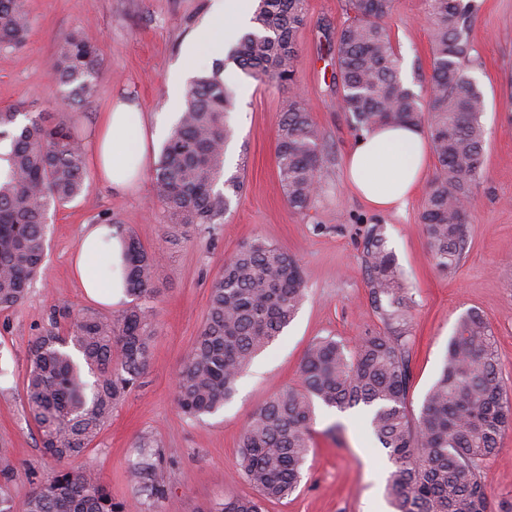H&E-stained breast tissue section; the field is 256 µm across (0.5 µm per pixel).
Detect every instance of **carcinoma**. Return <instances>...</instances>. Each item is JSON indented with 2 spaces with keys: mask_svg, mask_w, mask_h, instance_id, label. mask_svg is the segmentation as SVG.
I'll list each match as a JSON object with an SVG mask.
<instances>
[{
  "mask_svg": "<svg viewBox=\"0 0 512 512\" xmlns=\"http://www.w3.org/2000/svg\"><path fill=\"white\" fill-rule=\"evenodd\" d=\"M392 0H349L353 16L336 36L340 106L356 135L380 124L424 128L438 166L420 216L436 266L450 272L467 243L471 187L481 175L486 98L467 68V23L475 0H430L433 44L424 95L403 85L400 58L385 20ZM305 0H258L252 27L227 59L260 82L293 81L296 33ZM33 25L27 0H0V51L21 47ZM100 51L78 30L59 40L50 73L61 102H92ZM233 92L224 61L195 77L183 111L162 145L152 181L171 224H220L243 189L225 175V147L233 137L227 114ZM323 136L311 111L288 100L279 125L277 168L290 208L311 206L321 171ZM0 309L24 301L45 258L50 210L87 189L81 142L71 128L26 105L0 107ZM126 291L135 303L118 319L81 313L62 331L53 322L29 344L26 404L41 448L63 468L21 503L0 492V512H133L115 503L91 467H73L112 416V408L146 368L154 332L156 257L125 238ZM362 263L373 311L383 331L360 338L352 350L331 337L313 342L300 367V384L271 396L251 415L239 441L240 474L255 497H227L209 512H262V502L298 487L311 448L313 406L345 412L365 408L371 431L393 464L388 493L395 512H492L481 464L512 425L503 396L489 323L464 314L448 343L444 367L426 394L419 418L409 417L412 385L407 316L411 297L387 248L383 227L366 226ZM305 283L297 258L261 239L225 262L210 288L205 322L177 378L181 412L197 419L224 408L253 359L294 319ZM134 473L149 495L159 456L146 437Z\"/></svg>",
  "mask_w": 512,
  "mask_h": 512,
  "instance_id": "1",
  "label": "carcinoma"
}]
</instances>
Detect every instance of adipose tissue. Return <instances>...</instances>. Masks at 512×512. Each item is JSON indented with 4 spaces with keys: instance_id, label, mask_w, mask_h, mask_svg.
<instances>
[{
    "instance_id": "ef3b65f1",
    "label": "adipose tissue",
    "mask_w": 512,
    "mask_h": 512,
    "mask_svg": "<svg viewBox=\"0 0 512 512\" xmlns=\"http://www.w3.org/2000/svg\"><path fill=\"white\" fill-rule=\"evenodd\" d=\"M254 0H217L210 24L185 43L182 55L193 65L200 54L223 57L227 31L246 27ZM164 128L129 99L117 98L86 143L96 177L113 191L126 190L143 170L149 144ZM428 164V146L419 127L386 125L363 133L345 164L350 187L373 208L404 211L420 186ZM120 228L85 225L74 258V269L86 297L103 306L126 299L122 277Z\"/></svg>"
}]
</instances>
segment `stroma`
I'll list each match as a JSON object with an SVG mask.
<instances>
[{
  "label": "stroma",
  "mask_w": 512,
  "mask_h": 512,
  "mask_svg": "<svg viewBox=\"0 0 512 512\" xmlns=\"http://www.w3.org/2000/svg\"><path fill=\"white\" fill-rule=\"evenodd\" d=\"M212 2L28 0L34 23L25 44L0 53V107L35 105L71 126L81 140L116 95L138 102L147 114L162 111L182 46L209 21ZM476 4L467 32L468 69L486 97V154L483 175L472 187L468 244L458 267L440 271L432 258L420 222L429 185L396 213L374 209L347 184L344 158L355 135L351 117L339 105L333 72L336 33L350 11L347 0H307L292 83H261L235 65L226 67L236 89L229 150L244 188L223 223L167 228L148 170L126 192L91 179L83 196L52 214L42 276L22 304L0 311V444L13 448L16 457L9 478H0L1 490L23 502L60 468L43 452L27 414L31 340L54 319L65 328L79 313L115 319L124 311L88 301L73 269L83 225L102 213L158 256L148 365L82 459L99 472L113 501L137 503L139 512H207L214 501L252 495L238 466L239 438L252 413L277 391L298 386L303 356L316 339L329 336L350 349L382 328L361 261V235L369 224L382 225L413 299L411 418H418L458 321L471 309L491 326L505 395L512 400V0ZM427 11V0H394L388 20L402 77L417 90L425 88L431 73ZM74 28L97 45L101 66L95 101L71 110L61 106L49 72L59 37ZM294 96L311 109L323 133L321 188L302 213L286 201L275 154L280 115ZM256 238L295 255L304 271L305 297L283 335L241 378L233 400L202 420L188 419L178 406L176 377L206 317L212 282L240 246ZM144 435L162 457L157 480L165 494L159 499L142 494L132 473ZM390 469L364 411L315 405L303 479L288 498L266 503L265 512H375V504L389 502ZM482 473L495 507L512 506V428Z\"/></svg>",
  "instance_id": "stroma-1"
}]
</instances>
